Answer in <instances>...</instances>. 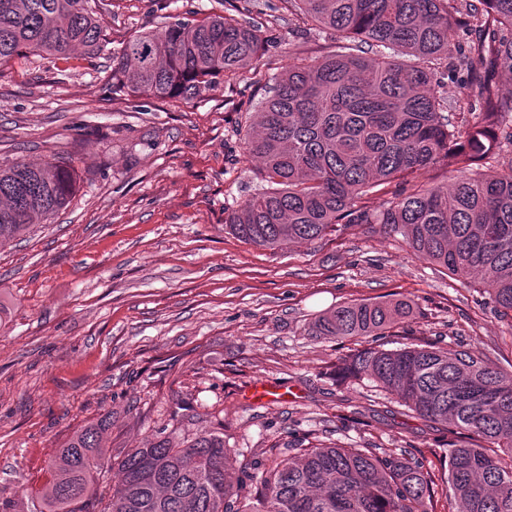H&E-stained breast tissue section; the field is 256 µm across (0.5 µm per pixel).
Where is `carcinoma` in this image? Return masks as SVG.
<instances>
[{
	"label": "carcinoma",
	"mask_w": 512,
	"mask_h": 512,
	"mask_svg": "<svg viewBox=\"0 0 512 512\" xmlns=\"http://www.w3.org/2000/svg\"><path fill=\"white\" fill-rule=\"evenodd\" d=\"M306 25L349 40L288 62L250 117L247 156L267 186L225 218L244 240L274 250L314 242L341 224H382L412 258L477 278L495 311L512 313V0H285ZM474 35L460 44L459 33ZM91 0H0V64L22 53L69 59L103 50ZM264 47L258 24L232 14L176 17L112 53L114 97L203 99L247 70ZM475 87L480 111L458 124L436 91L439 68ZM456 175L437 182L435 169ZM406 180L394 205L371 202ZM72 167L0 165V242L67 207ZM405 302L352 301L319 314L311 336H380ZM419 417L448 431L453 512H512V372L475 350L368 347L339 361ZM103 416L57 449L35 512H433V473L399 454L319 444L285 448L260 491L231 480L224 435L169 434L128 448L103 495Z\"/></svg>",
	"instance_id": "carcinoma-1"
}]
</instances>
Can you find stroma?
I'll return each instance as SVG.
<instances>
[{
  "label": "stroma",
  "instance_id": "stroma-1",
  "mask_svg": "<svg viewBox=\"0 0 512 512\" xmlns=\"http://www.w3.org/2000/svg\"><path fill=\"white\" fill-rule=\"evenodd\" d=\"M226 0H98L96 57L0 65V164L72 161L69 206L0 247V512H32L56 448L111 414L107 455L159 433L220 432L242 458L318 443L405 452L448 495L443 426L375 383L340 381L338 358L371 346L464 345L512 369V318L476 280L411 258L378 224L271 251L234 235L225 210L262 182L244 153L249 117L289 57L342 38L300 24L285 0H252L265 43L250 69L203 99L110 98L112 53L166 17L223 14ZM410 302L383 335H308L351 301ZM286 390L256 399L252 385ZM186 405L196 415L183 425Z\"/></svg>",
  "mask_w": 512,
  "mask_h": 512
}]
</instances>
